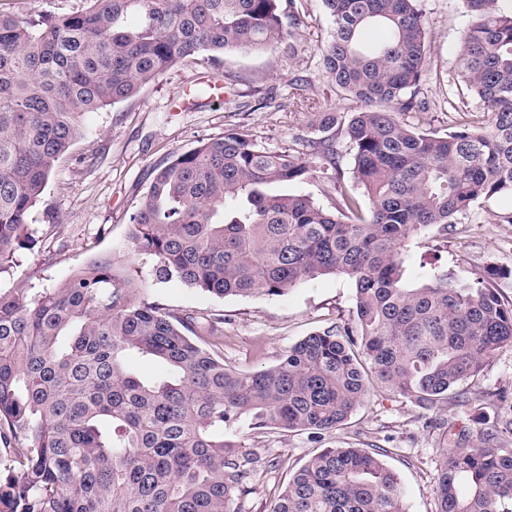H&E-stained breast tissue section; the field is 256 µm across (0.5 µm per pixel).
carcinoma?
I'll return each instance as SVG.
<instances>
[{
	"mask_svg": "<svg viewBox=\"0 0 512 512\" xmlns=\"http://www.w3.org/2000/svg\"><path fill=\"white\" fill-rule=\"evenodd\" d=\"M61 16L0 12V273L84 118L133 97L187 57L218 63L298 34L296 0H83ZM456 69L490 115L484 129L417 131L428 28L418 0H323L321 64L358 110L344 133L368 199L339 188L328 211L280 184L334 171L336 112L318 135L271 151L242 129L156 166L131 217V264L218 296H280L324 275L354 286L355 325H333L277 362L239 371L198 341L196 317L148 301L131 270L99 259L30 293L0 292V512H238L266 462L227 436L320 438L378 385L430 410L512 345V302L431 266L405 278L408 243L446 236L471 207L512 194V8L462 0ZM68 344L60 345L62 338ZM138 354L153 379L127 369ZM512 421L479 443L461 430L435 477L436 512H512ZM20 475L14 474V469ZM270 512H405L379 452L325 448Z\"/></svg>",
	"mask_w": 512,
	"mask_h": 512,
	"instance_id": "1",
	"label": "carcinoma"
}]
</instances>
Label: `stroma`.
<instances>
[{
	"label": "stroma",
	"instance_id": "35a3bbf8",
	"mask_svg": "<svg viewBox=\"0 0 512 512\" xmlns=\"http://www.w3.org/2000/svg\"><path fill=\"white\" fill-rule=\"evenodd\" d=\"M297 7L304 24L292 47L233 52L214 66L190 57L132 98L87 115L83 137L57 164L30 212L15 264L0 273V290L58 284L99 257L126 267L129 217L153 167L199 141L243 128L269 150L281 151L311 132L319 112L348 119L356 104L336 89L320 63L318 47L331 28L322 0H299ZM419 7L428 23L429 52L418 85L426 109L401 113V121L440 134L463 125L487 126L488 114L458 86L456 52L468 23L461 0H419ZM217 76L224 81L220 97L209 86ZM264 97L271 107L257 109ZM511 211L512 195L497 196L474 205L448 236L416 237L408 280H421L431 261L448 266L466 283L492 268L493 287L512 301V224L495 221L496 214ZM140 277L150 301L214 322L218 353L226 365L244 371L273 365L310 333L354 319L353 285L338 275L298 284L278 297H221L176 278L157 281L146 265ZM460 391L425 410L393 392L371 389L345 425L318 441L304 432L258 434L240 424L247 446L274 462L258 472L241 512H269L296 470L321 450L340 446L386 450L385 461L401 481L406 512H435L433 476L453 445L452 435L463 429L475 434L512 419V346L500 349Z\"/></svg>",
	"mask_w": 512,
	"mask_h": 512
}]
</instances>
